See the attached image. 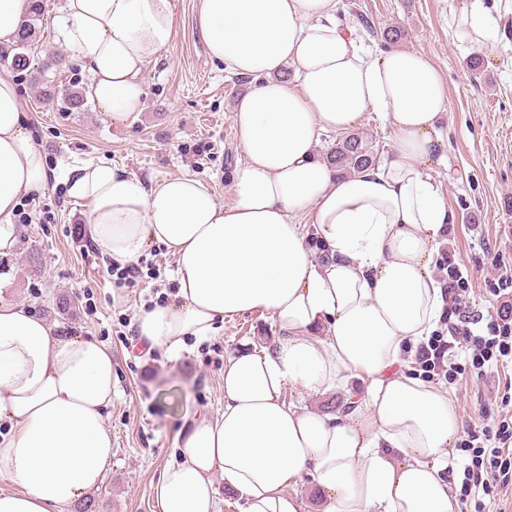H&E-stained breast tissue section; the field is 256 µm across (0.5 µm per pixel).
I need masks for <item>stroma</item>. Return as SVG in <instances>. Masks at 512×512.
<instances>
[{
  "label": "stroma",
  "mask_w": 512,
  "mask_h": 512,
  "mask_svg": "<svg viewBox=\"0 0 512 512\" xmlns=\"http://www.w3.org/2000/svg\"><path fill=\"white\" fill-rule=\"evenodd\" d=\"M470 2L340 0L336 18L373 53L386 50V28L403 27V47L423 55L444 80L448 147L434 178L453 222L438 247L452 251L471 272L469 296L484 313L498 307L484 283L486 266L495 257L512 266V0H480L491 36L479 46L457 32V16ZM44 5L33 50L41 58L61 56L62 63L16 88L27 131L51 176L24 207L28 218L17 223L16 248L0 256V299L26 303L71 333L111 347L114 387L104 419L112 431V465L90 498L95 512H154L155 485L179 458L177 435L196 416L224 408L225 356L247 342L272 343L278 331L269 314L252 312L225 321L210 340L188 344L179 354L143 349L133 321L175 286L176 260L163 245L152 246L141 262L159 266L161 279L117 287L106 274L108 259L82 250L87 208L67 197L57 174L63 165L90 159L139 178L189 173L218 202H229L232 171L244 159L232 106L249 84L210 58L197 27V0H176L174 41L143 72L144 104L133 119L114 122L89 102L78 112L48 106L46 92L86 85L89 75L50 23L61 0ZM363 16L370 27L360 25ZM474 56L482 58L483 73L469 69ZM64 297L70 310L59 308ZM511 382L512 363L490 383L458 376L449 390L459 424L496 413L497 388Z\"/></svg>",
  "instance_id": "stroma-1"
}]
</instances>
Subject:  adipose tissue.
<instances>
[{
	"label": "adipose tissue",
	"instance_id": "ef3b65f1",
	"mask_svg": "<svg viewBox=\"0 0 512 512\" xmlns=\"http://www.w3.org/2000/svg\"><path fill=\"white\" fill-rule=\"evenodd\" d=\"M337 9L198 0L211 58L250 83L232 114L245 159L229 203L190 174L140 179L90 160L63 175L102 256L124 266L157 243L177 258L173 301L136 318L143 347L175 354L255 311L280 330L273 345L227 354L224 409L178 435L157 512H221L217 475L245 512H303L287 489L306 478L323 512H459L441 477L457 460L452 397L409 363L443 309L435 242L452 215L432 170L446 148L448 94L418 52L365 51ZM54 26L92 75L86 99L123 122L143 107L145 68L175 38V0H63ZM369 111L391 125L394 153L339 176L316 154L318 138ZM48 179L18 91L1 77L0 254L17 244L22 197ZM308 223L328 259L310 252ZM340 386L348 400L335 412L286 399ZM112 387L109 347L0 300V478L14 485L0 491V512H68L98 488L112 464Z\"/></svg>",
	"mask_w": 512,
	"mask_h": 512
}]
</instances>
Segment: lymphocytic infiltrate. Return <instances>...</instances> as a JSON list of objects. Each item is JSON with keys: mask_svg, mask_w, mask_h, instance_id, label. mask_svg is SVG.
<instances>
[{"mask_svg": "<svg viewBox=\"0 0 512 512\" xmlns=\"http://www.w3.org/2000/svg\"><path fill=\"white\" fill-rule=\"evenodd\" d=\"M438 270L447 289L443 328L420 343L416 357L426 372L452 381L466 372L488 380L499 365L512 359V309L503 305L493 314L473 313L469 281L461 265L446 254ZM455 345L464 352V363L446 361V353ZM459 448L470 457L459 490L462 512H484L487 502L504 499L512 491V394L502 395L495 418L465 426Z\"/></svg>", "mask_w": 512, "mask_h": 512, "instance_id": "obj_1", "label": "lymphocytic infiltrate"}]
</instances>
